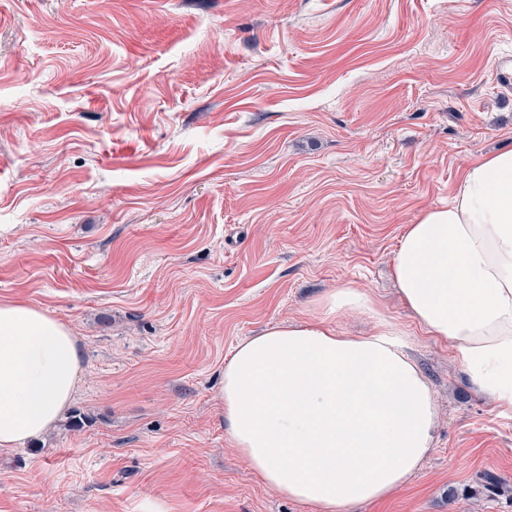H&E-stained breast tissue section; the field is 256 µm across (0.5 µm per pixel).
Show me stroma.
Here are the masks:
<instances>
[{"instance_id":"35a3bbf8","label":"stroma","mask_w":512,"mask_h":512,"mask_svg":"<svg viewBox=\"0 0 512 512\" xmlns=\"http://www.w3.org/2000/svg\"><path fill=\"white\" fill-rule=\"evenodd\" d=\"M506 54L512 0H0V298L74 329L84 418L0 452V512H316L215 391L342 285L406 328L440 413L359 512H512V413L390 279L405 226L512 149Z\"/></svg>"}]
</instances>
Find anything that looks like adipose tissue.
<instances>
[{"label":"adipose tissue","mask_w":512,"mask_h":512,"mask_svg":"<svg viewBox=\"0 0 512 512\" xmlns=\"http://www.w3.org/2000/svg\"><path fill=\"white\" fill-rule=\"evenodd\" d=\"M413 321L446 343L474 385L512 411V150L470 160L448 205L407 225L392 263ZM322 314L265 328L224 362L225 432L263 483L319 512H353L402 487L434 445V394L405 328L366 291L342 286ZM358 313L365 336L336 328ZM82 370L71 327L0 300V450L42 436Z\"/></svg>","instance_id":"adipose-tissue-1"}]
</instances>
